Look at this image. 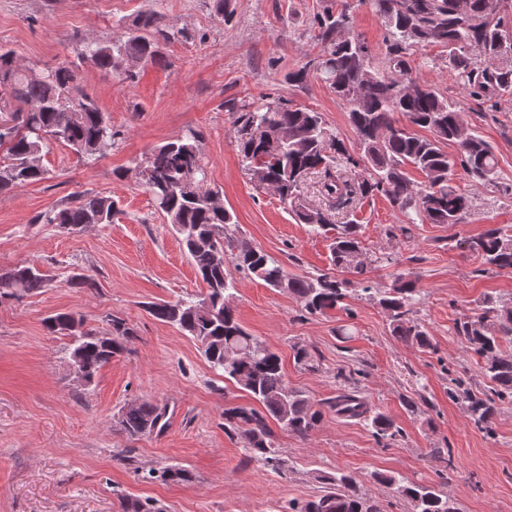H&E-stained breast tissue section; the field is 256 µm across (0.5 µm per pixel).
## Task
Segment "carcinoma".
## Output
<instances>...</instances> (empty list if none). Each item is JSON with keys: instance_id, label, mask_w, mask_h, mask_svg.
Instances as JSON below:
<instances>
[{"instance_id": "carcinoma-1", "label": "carcinoma", "mask_w": 512, "mask_h": 512, "mask_svg": "<svg viewBox=\"0 0 512 512\" xmlns=\"http://www.w3.org/2000/svg\"><path fill=\"white\" fill-rule=\"evenodd\" d=\"M385 30L384 48L376 53L362 39L345 40L340 27H353L348 0L340 8L316 18L323 50L309 61L320 79L348 105V120L359 142L354 155L324 121L322 114L293 106L282 98L244 101L233 112L234 138L246 171L260 169L265 180L257 186L277 196L294 219L313 232L329 236V268L311 276H297L264 250L248 246L230 233L232 213L211 203L215 191L208 184V160L202 136L185 135L155 146L134 169L137 182L151 196L182 243L206 286L197 299L162 301L149 306L150 314L196 341L206 342L203 355L211 369L248 393L258 407L224 408V430L240 437L250 461L276 473L288 470V460L276 447L271 424L306 439L321 423L323 410L307 393L288 384L277 350L245 330L233 306L235 279L218 254L231 256L234 268L266 286L297 298L309 315L334 310L360 291L375 301L390 318L391 335L406 344L434 350L432 336L414 318L419 294L418 277L400 273L385 288L371 277L373 261L367 256L353 219L359 201L379 193L406 215L411 223L462 224L472 201L452 184V172L461 165L480 185H496L498 160L493 146L466 120L464 100L472 99L494 110L499 101L512 99V0H369ZM185 28H175L155 10L140 13L132 27L116 40L87 41L79 58L121 83L133 84L138 66L171 63L164 46L187 40ZM436 46L448 57L461 90L454 100L421 77L410 63L414 48ZM418 83L424 91L404 92ZM11 109L16 123L0 126V146L8 145L9 162L0 164V195L41 181L47 170L42 151L52 141L62 143L79 160L92 162L115 145V131L96 100L80 86L78 66L63 63L33 74L18 70L15 53L0 49V109ZM430 132L428 136L418 130ZM453 144L450 155L445 145ZM360 170L348 179L342 169ZM418 170L426 182L409 177ZM320 175V194L329 208H314L301 197L304 174ZM346 211L347 220L334 223L332 211ZM119 210L108 196L80 193L63 206L37 217L39 224H55L80 231L90 224H110ZM454 247L478 258L486 271L512 269V234L489 224L478 235L455 241ZM54 277L33 263L0 271V302L18 300L53 286ZM102 330L85 326L72 311L44 319L52 335L70 339L68 352L89 367L88 383L99 370L125 350L134 328L124 319L107 318ZM454 330L477 358L484 392L474 394L461 378H449L448 398L462 401L473 424L492 432L498 405L512 401V303L487 295L477 309L455 319ZM293 359L306 371H320L319 356L307 345H292ZM326 409L345 420H362L378 441L401 436L395 420L371 410L356 387H344L325 402ZM164 406L141 399L119 410L121 430L130 438L146 435ZM147 479L161 484H183L194 479L180 465L148 471ZM321 493L304 502H290L283 512H384L380 502L350 474L338 470L317 475ZM376 483L410 503L411 512H458L442 490L413 483L394 473H377ZM121 512H163L150 498L120 497Z\"/></svg>"}]
</instances>
